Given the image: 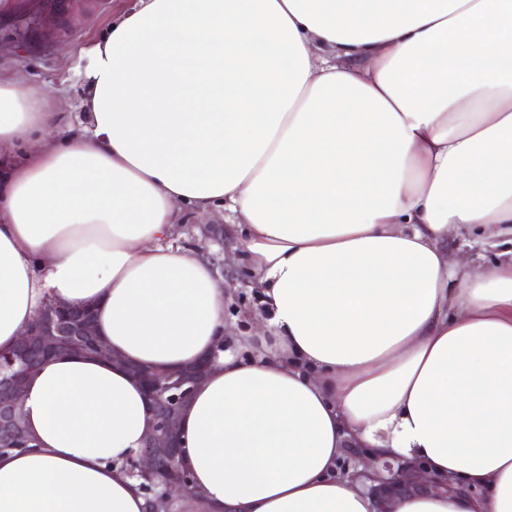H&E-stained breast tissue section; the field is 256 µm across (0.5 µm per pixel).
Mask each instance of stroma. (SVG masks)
Instances as JSON below:
<instances>
[{"label":"stroma","instance_id":"stroma-1","mask_svg":"<svg viewBox=\"0 0 512 512\" xmlns=\"http://www.w3.org/2000/svg\"><path fill=\"white\" fill-rule=\"evenodd\" d=\"M133 0H78L74 15L64 21L48 17L39 37L23 35L21 16L0 22V69L21 70L47 85L51 108L62 128L79 130L86 122L82 103L87 95V74L93 66L90 46L101 36L112 19L129 9ZM81 39H74V32ZM223 214L208 220L181 225L178 243L196 248L217 270L224 288L225 321L231 335L224 345L242 356H249L248 346L238 339L251 333L252 315L261 313L262 305L250 288L242 267L234 262L222 229Z\"/></svg>","mask_w":512,"mask_h":512}]
</instances>
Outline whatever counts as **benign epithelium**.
Returning a JSON list of instances; mask_svg holds the SVG:
<instances>
[{"label": "benign epithelium", "mask_w": 512, "mask_h": 512, "mask_svg": "<svg viewBox=\"0 0 512 512\" xmlns=\"http://www.w3.org/2000/svg\"><path fill=\"white\" fill-rule=\"evenodd\" d=\"M44 316L28 328L18 343L0 353V451L18 447L25 435L22 398L28 378L52 357L87 344L93 354L114 362L120 358L110 352L99 339L93 311L88 307H70L50 303ZM210 360L166 374L152 372L145 366L128 363L130 373L142 382L147 391L150 419L143 448L138 452L133 473L163 475V495L176 499L192 492L184 470H175L172 463H183L184 442L179 421L197 385L205 377ZM442 484L424 477L412 466L400 477H393L377 488L378 496L390 492L434 491Z\"/></svg>", "instance_id": "7a95c632"}]
</instances>
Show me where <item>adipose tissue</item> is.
<instances>
[{"label": "adipose tissue", "instance_id": "1", "mask_svg": "<svg viewBox=\"0 0 512 512\" xmlns=\"http://www.w3.org/2000/svg\"><path fill=\"white\" fill-rule=\"evenodd\" d=\"M83 132L0 72V351L52 302L161 373L184 512H512V0H135L91 47ZM225 212L273 344L224 346V290L174 236ZM0 512H149L148 401L77 353L28 381ZM369 464L337 471L345 446ZM441 491L379 502L378 460Z\"/></svg>", "mask_w": 512, "mask_h": 512}]
</instances>
